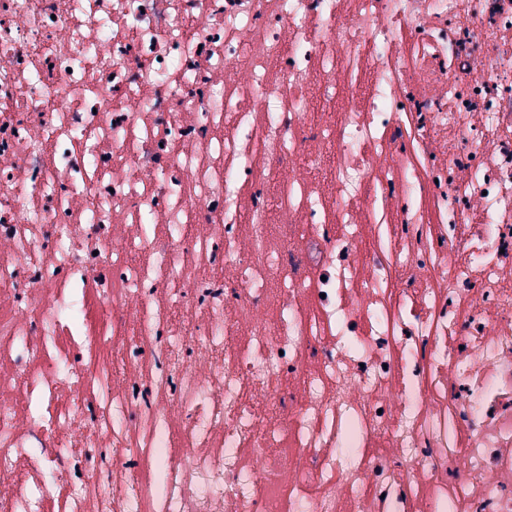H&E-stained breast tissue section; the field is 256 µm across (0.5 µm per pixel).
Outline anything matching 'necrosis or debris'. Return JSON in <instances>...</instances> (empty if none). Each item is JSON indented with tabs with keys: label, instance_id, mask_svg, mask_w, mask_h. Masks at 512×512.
<instances>
[{
	"label": "necrosis or debris",
	"instance_id": "1",
	"mask_svg": "<svg viewBox=\"0 0 512 512\" xmlns=\"http://www.w3.org/2000/svg\"><path fill=\"white\" fill-rule=\"evenodd\" d=\"M0 476L512 512V0H0Z\"/></svg>",
	"mask_w": 512,
	"mask_h": 512
}]
</instances>
